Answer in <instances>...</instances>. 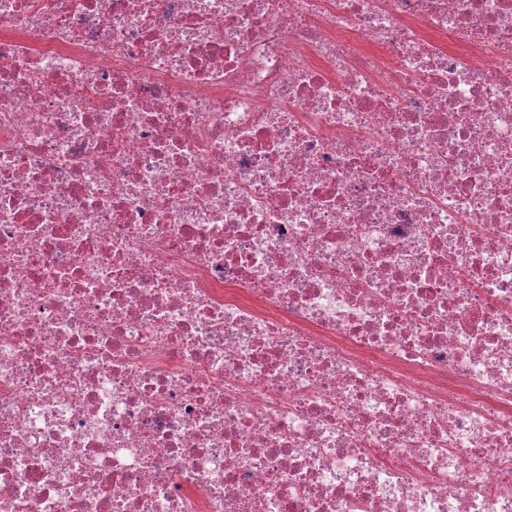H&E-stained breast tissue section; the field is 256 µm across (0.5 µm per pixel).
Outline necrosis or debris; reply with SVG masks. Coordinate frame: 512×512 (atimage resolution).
Returning a JSON list of instances; mask_svg holds the SVG:
<instances>
[{
	"label": "necrosis or debris",
	"mask_w": 512,
	"mask_h": 512,
	"mask_svg": "<svg viewBox=\"0 0 512 512\" xmlns=\"http://www.w3.org/2000/svg\"><path fill=\"white\" fill-rule=\"evenodd\" d=\"M0 512H512V0H0Z\"/></svg>",
	"instance_id": "1"
}]
</instances>
